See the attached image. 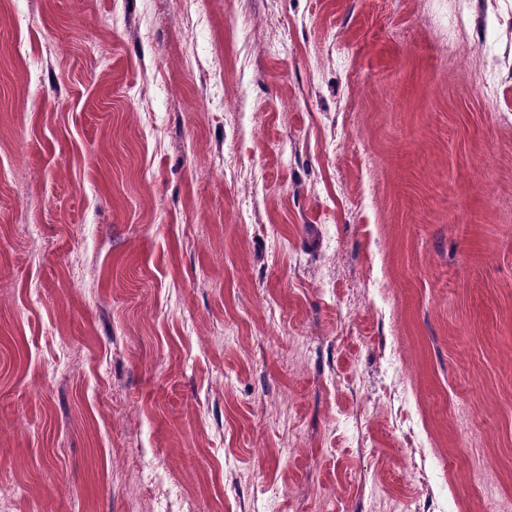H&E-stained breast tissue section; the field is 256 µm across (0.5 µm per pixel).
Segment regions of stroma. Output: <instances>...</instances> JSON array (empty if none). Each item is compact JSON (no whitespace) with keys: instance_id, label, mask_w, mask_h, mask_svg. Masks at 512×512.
<instances>
[{"instance_id":"stroma-1","label":"stroma","mask_w":512,"mask_h":512,"mask_svg":"<svg viewBox=\"0 0 512 512\" xmlns=\"http://www.w3.org/2000/svg\"><path fill=\"white\" fill-rule=\"evenodd\" d=\"M0 484L512 512V0H0Z\"/></svg>"}]
</instances>
